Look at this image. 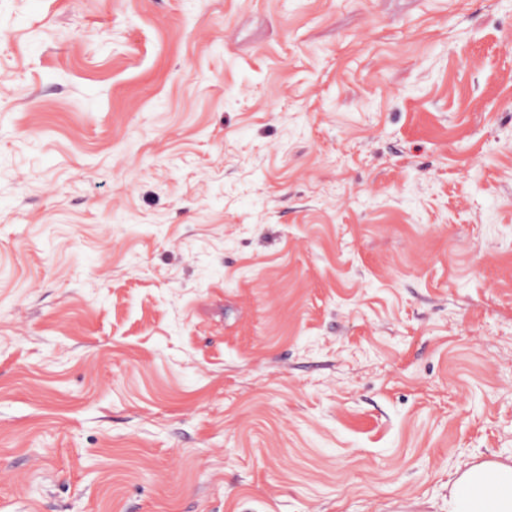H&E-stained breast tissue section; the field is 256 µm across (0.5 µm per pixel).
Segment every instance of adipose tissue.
I'll return each mask as SVG.
<instances>
[{"label": "adipose tissue", "instance_id": "1", "mask_svg": "<svg viewBox=\"0 0 512 512\" xmlns=\"http://www.w3.org/2000/svg\"><path fill=\"white\" fill-rule=\"evenodd\" d=\"M448 512H512V461H461L448 489Z\"/></svg>", "mask_w": 512, "mask_h": 512}]
</instances>
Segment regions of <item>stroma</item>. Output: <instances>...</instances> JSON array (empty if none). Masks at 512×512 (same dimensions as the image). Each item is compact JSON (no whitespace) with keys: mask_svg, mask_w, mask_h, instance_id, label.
<instances>
[{"mask_svg":"<svg viewBox=\"0 0 512 512\" xmlns=\"http://www.w3.org/2000/svg\"><path fill=\"white\" fill-rule=\"evenodd\" d=\"M512 457V0H0V512H448Z\"/></svg>","mask_w":512,"mask_h":512,"instance_id":"obj_1","label":"stroma"}]
</instances>
